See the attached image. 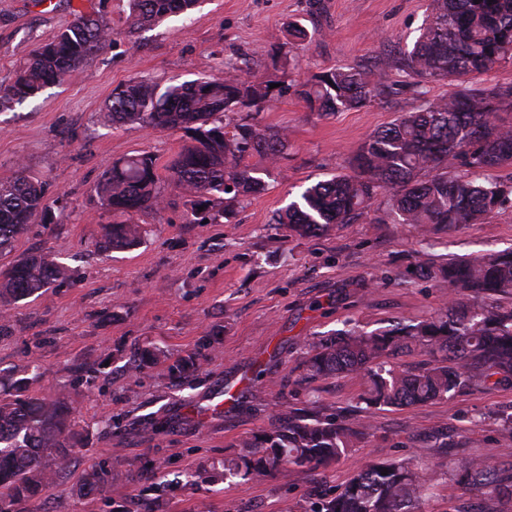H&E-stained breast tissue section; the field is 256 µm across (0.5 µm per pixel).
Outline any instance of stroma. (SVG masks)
Returning a JSON list of instances; mask_svg holds the SVG:
<instances>
[{
    "label": "stroma",
    "instance_id": "35a3bbf8",
    "mask_svg": "<svg viewBox=\"0 0 512 512\" xmlns=\"http://www.w3.org/2000/svg\"><path fill=\"white\" fill-rule=\"evenodd\" d=\"M430 4L201 0L190 16H169L131 41L123 34L126 0H0V84L75 11H99L113 29L111 43L73 77L0 111V182L22 171L38 179L54 217L32 224L12 254L40 250L73 271L67 283L16 304L0 328V371L33 367L31 392L71 403L83 429L69 468L26 512H136L141 499L155 498L138 475L159 459L171 490L155 498L156 512H319L323 498L367 464L413 456L434 482L415 512H512V500L472 497L448 475L475 456L512 475V433L499 421L512 413L510 385L376 411L375 436L316 479L293 466L261 481L224 478L225 459L238 454L241 440L269 429L282 406L336 413L357 406L364 389L359 377L301 379L297 366L309 344L348 322L372 331L435 313L448 290L416 277V260L512 249V204L483 223L425 236L385 216L380 203L368 217L317 238L290 236L273 221L307 187L348 172L369 133L423 99L452 95L448 81L428 83L423 99L402 90L404 74L395 64L412 49ZM292 23L314 40L291 44ZM228 57L245 59L246 71L281 90L273 106L240 114L288 131V150L270 168L265 191L241 200L230 219L192 224L189 201L166 190L163 211L135 215L142 227L138 246L96 251L102 225L112 221L93 196L102 173L139 153L165 168L190 141L179 129L107 124L102 110L113 90L134 79L220 80ZM380 61L386 83L397 89L387 100L325 118L299 96L322 71ZM206 337L212 345L198 376L173 381L162 361L129 369L144 348L184 356ZM226 389L238 402L214 409V394ZM101 416L112 419L111 428L97 426ZM92 467L110 470L112 481L86 495L81 486ZM202 467L209 482L187 483Z\"/></svg>",
    "mask_w": 512,
    "mask_h": 512
}]
</instances>
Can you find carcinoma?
<instances>
[{
    "label": "carcinoma",
    "instance_id": "cac0c4a2",
    "mask_svg": "<svg viewBox=\"0 0 512 512\" xmlns=\"http://www.w3.org/2000/svg\"><path fill=\"white\" fill-rule=\"evenodd\" d=\"M200 0H128L127 36L188 14ZM112 39V27L94 11H80L53 39L39 45L14 80L0 84V110L34 97L90 63ZM512 63V0H432L413 48L404 55V86L422 96L429 82L450 80L455 92L405 112L365 139L350 161V172L319 181L274 217L291 234L319 237L347 224L383 199L389 213L421 233L439 227L478 224L512 201V183L488 173L512 168V123L499 111L512 106V83L480 85L472 78ZM388 94L383 72L359 65L334 68L314 77L300 92L307 108L322 117L360 108ZM278 95L270 86L244 77L236 62H224V79L165 87L131 81L112 93L103 111L113 124L183 129L192 134L162 177L146 153L112 163L94 189L98 203L116 221L102 227L98 248L136 246L141 227L134 215L164 207L165 187L190 198L189 223H210L234 214L240 197L264 189L257 155L275 166L288 147V130H267L230 117L237 104L267 105ZM455 174L448 175V170ZM44 186L25 172L0 184V255L11 252L36 217L47 222ZM204 210H199V207ZM420 277L448 286L444 308L415 323L364 332L339 329L312 345L304 375L329 379L358 375L365 380L361 400L369 409L409 407L448 399L482 385H512V308L492 301L512 291V251L475 259L422 261ZM71 278L68 266L31 252L0 268V315L44 288ZM164 357L174 379L201 371L203 350ZM429 355L419 367L398 359L414 349ZM29 379L17 378L10 398H0V512H22L41 499L64 471L80 442L76 410L48 394H28ZM367 413L299 414L283 409L273 427L240 443L224 460V478H272L291 465L311 473L339 460L349 448L375 434ZM388 474H382L383 470ZM469 494L494 491L512 497V484L498 479L494 460L473 457L451 470ZM112 472L92 469L82 489L100 490ZM432 475L411 462H375L354 476L321 512H414Z\"/></svg>",
    "mask_w": 512,
    "mask_h": 512
}]
</instances>
